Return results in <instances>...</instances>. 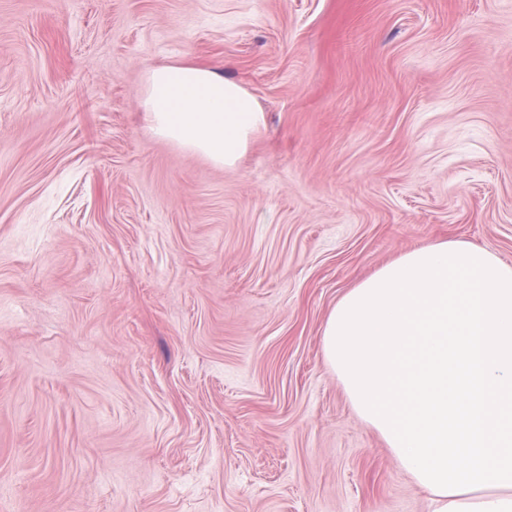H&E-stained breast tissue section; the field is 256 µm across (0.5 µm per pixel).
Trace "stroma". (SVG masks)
<instances>
[{
    "instance_id": "35a3bbf8",
    "label": "stroma",
    "mask_w": 512,
    "mask_h": 512,
    "mask_svg": "<svg viewBox=\"0 0 512 512\" xmlns=\"http://www.w3.org/2000/svg\"><path fill=\"white\" fill-rule=\"evenodd\" d=\"M185 64L235 167L144 119ZM443 239L512 263V0H0V512H428L321 336ZM144 81L142 108L154 134L217 166H235L262 124L255 99L212 69L156 67Z\"/></svg>"
}]
</instances>
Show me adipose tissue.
<instances>
[{
  "label": "adipose tissue",
  "instance_id": "adipose-tissue-1",
  "mask_svg": "<svg viewBox=\"0 0 512 512\" xmlns=\"http://www.w3.org/2000/svg\"><path fill=\"white\" fill-rule=\"evenodd\" d=\"M142 108L157 137L224 167L263 121L196 66L149 69ZM322 349L431 512H512V264L465 240L408 251L340 298Z\"/></svg>",
  "mask_w": 512,
  "mask_h": 512
}]
</instances>
